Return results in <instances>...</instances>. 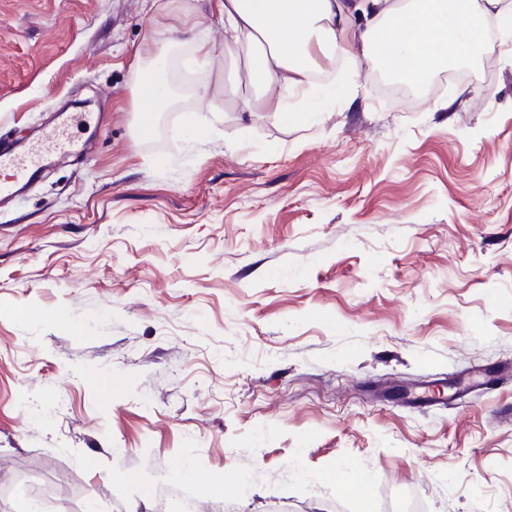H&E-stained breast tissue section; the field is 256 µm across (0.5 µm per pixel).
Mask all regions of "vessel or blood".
I'll list each match as a JSON object with an SVG mask.
<instances>
[{"label":"vessel or blood","mask_w":512,"mask_h":512,"mask_svg":"<svg viewBox=\"0 0 512 512\" xmlns=\"http://www.w3.org/2000/svg\"><path fill=\"white\" fill-rule=\"evenodd\" d=\"M74 149L69 121L63 120L46 130L40 141L16 152L12 144H0V170H9V180L0 182V202L22 191L39 178L54 157L69 154Z\"/></svg>","instance_id":"vessel-or-blood-1"}]
</instances>
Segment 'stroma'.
Instances as JSON below:
<instances>
[{
  "label": "stroma",
  "mask_w": 512,
  "mask_h": 512,
  "mask_svg": "<svg viewBox=\"0 0 512 512\" xmlns=\"http://www.w3.org/2000/svg\"><path fill=\"white\" fill-rule=\"evenodd\" d=\"M207 8L0 0V140L88 114L0 206V512H512V48L409 106L340 66L213 138ZM186 16L213 99L187 73L142 131ZM167 46L163 45L151 55L147 62L138 67L132 86L131 112H135L136 121L141 129H150L156 124L160 98L163 93L154 80V69L165 63Z\"/></svg>",
  "instance_id": "obj_1"
}]
</instances>
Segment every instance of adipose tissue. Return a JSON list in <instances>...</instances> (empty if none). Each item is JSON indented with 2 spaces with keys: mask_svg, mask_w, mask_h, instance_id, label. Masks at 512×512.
Here are the masks:
<instances>
[{
  "mask_svg": "<svg viewBox=\"0 0 512 512\" xmlns=\"http://www.w3.org/2000/svg\"><path fill=\"white\" fill-rule=\"evenodd\" d=\"M224 28V61L246 75L234 112H270L282 125L315 111V72L339 58L398 63L417 78L481 44L487 20L512 28V0H215ZM167 58L159 48L138 67L130 109L140 128L156 123L162 96L154 70Z\"/></svg>",
  "mask_w": 512,
  "mask_h": 512,
  "instance_id": "ef3b65f1",
  "label": "adipose tissue"
}]
</instances>
